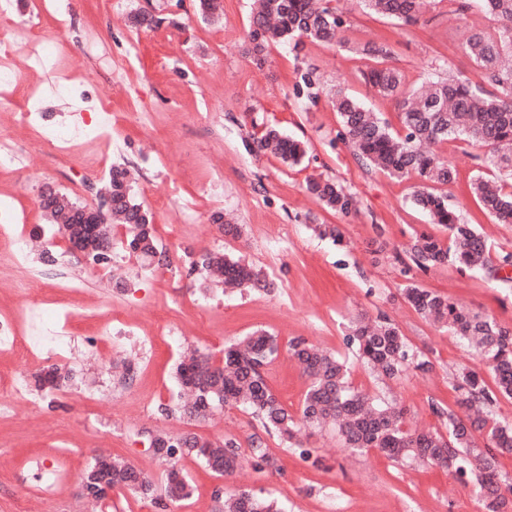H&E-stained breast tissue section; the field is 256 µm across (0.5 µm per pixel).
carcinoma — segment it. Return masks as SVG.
<instances>
[{
    "instance_id": "1",
    "label": "carcinoma",
    "mask_w": 512,
    "mask_h": 512,
    "mask_svg": "<svg viewBox=\"0 0 512 512\" xmlns=\"http://www.w3.org/2000/svg\"><path fill=\"white\" fill-rule=\"evenodd\" d=\"M368 15H379L415 24L430 6V0H357ZM454 12L464 14L475 6L489 14L494 24L469 35L463 44L465 54L480 71L475 83L460 74L428 77L418 89L401 95L402 74L385 64L391 56L388 43H368L362 52L378 65L364 73V79L379 94L402 96L399 100L401 129L367 109L357 98L340 91L332 99L339 117V137L352 149L355 158L391 177H415L420 189L414 204L435 224L445 226L449 242L421 234L408 248L411 265L428 271L452 260L462 268L480 272L492 269L490 247L485 237L465 223L448 205L445 196L434 193V186L457 182V170L439 154L442 144L463 140L483 149L482 163L495 174L492 179L479 175L468 185L469 192L498 224H512V0H448ZM343 13L335 0H256L250 16L249 48L253 62H265L270 46L286 43L299 52L307 40L333 43L343 30ZM296 93L311 102L319 98L320 78L308 67L300 74ZM251 150L273 154L294 166L307 154L305 144L266 127L251 135ZM106 190L112 196V220L127 230L130 253L150 265L171 266L169 256L159 250L153 216L138 202L129 183L128 170L114 166ZM306 191L325 208L347 215L354 201L335 181L321 176L306 182ZM41 208L55 224H65L71 235L82 241L112 247L111 230L84 224L85 206L66 194L49 189L42 194ZM191 269L205 271L212 280L238 288L268 291L272 280L228 255L202 253L191 262ZM401 294L417 313L448 329L473 348L493 376L488 386L475 372L457 379L456 408L433 410L446 415V432L407 426V409L381 401L353 389L349 383L351 367L304 338L288 343V353L301 367L310 383L300 415L288 412L274 394L265 368L279 355L277 339L257 329L242 340L224 348L219 362L211 354L194 350L177 367L176 378L187 399L180 404L181 414L190 420H205L226 405L240 406L260 419L266 433L284 443L301 446L302 428H329L345 448L354 451L375 449L401 464L445 467L464 485L475 486L484 512H512V498L499 483V457L512 454V425L498 422L493 407L499 398H512V331L490 316H482L445 295L425 290L410 281ZM348 344L355 347L359 360L373 372L394 378L409 368L427 371L430 361L413 350L399 326L383 319L359 320L350 328ZM61 379L55 365L38 375L39 387L53 390ZM159 448H178V457L203 461L218 476L235 470L240 463L238 442L204 440L193 433L178 436L158 434ZM211 449L205 455L202 449ZM178 471L167 473L165 491L172 501L191 495L186 479ZM110 481L133 494L154 495L152 481L135 466L112 461ZM222 512H282L274 500L242 491L224 497Z\"/></svg>"
}]
</instances>
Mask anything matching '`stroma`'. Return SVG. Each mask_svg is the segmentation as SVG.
Here are the masks:
<instances>
[{
	"label": "stroma",
	"mask_w": 512,
	"mask_h": 512,
	"mask_svg": "<svg viewBox=\"0 0 512 512\" xmlns=\"http://www.w3.org/2000/svg\"><path fill=\"white\" fill-rule=\"evenodd\" d=\"M340 5L348 46L309 41L297 56L276 47L259 68L245 53L252 0H223L216 20L203 19L196 0H74L73 11L112 44L108 75L93 60L67 55L91 107L111 111V140H77L70 152H49L38 141L39 131L77 121V105L42 95L30 107L29 127L20 130L16 120L28 107L20 100L0 104V127L17 130L23 140L21 164L0 172V199L10 202L22 239L45 228L41 251L30 254L46 271L43 309L74 338L72 351L58 361L66 377L52 396L36 389L27 397L0 391V407L6 409L0 414V512H71L81 499L86 469L102 452L143 471L159 488L174 467L193 486L191 497L176 503L161 491L151 499L117 492L102 512H218L221 497L243 490L276 499L283 512H483L473 487L445 469L401 465L373 450L353 452L327 432L303 436L301 448H290L239 407L200 422L178 410L175 370L187 351L219 356L225 345L262 328L281 345L265 372L290 412H299L308 381L286 345L303 337L350 361L355 388L400 403L418 426L440 431L444 425L431 404L454 405L462 370L485 379L490 373L455 336L402 299L407 279L512 329V266L502 279L452 262L404 276L410 240L422 232L444 239L448 231L415 206L416 179H393L357 163L338 139L339 121L330 105L340 89L398 126L395 101L363 81L373 61L360 46L390 41L395 53L388 63L408 89L433 72L462 71L476 82L479 73L462 44L473 31L488 28L491 16L474 8L452 23L448 0H435L417 24L403 25L366 15L352 0ZM137 12L154 16L156 26H132L129 17ZM309 64L321 81L314 105L294 91ZM267 125L307 142L301 165L247 148L249 134ZM439 152L459 173L458 182L440 187V194L488 238L494 259L512 254V224L494 223L468 191L470 179L484 170L475 149L451 141ZM104 154L129 163L136 173L133 191L151 210L159 245L172 259L166 272L143 265L121 246L104 270L75 258L66 269L52 261L67 243L50 231L41 193L49 186L80 204L96 205L85 182V161ZM318 175L352 194L355 211L344 216L312 199L305 182ZM216 213L241 225L242 237L220 234L212 222ZM316 224L340 226L343 245L319 238L312 230ZM204 252L244 257L276 286L257 292L214 285L190 269ZM24 279L11 257L0 254V315L28 308ZM119 279L124 287H116ZM365 314L397 324L429 357L430 371L385 379L357 362L346 334ZM143 336L153 337V345L141 346ZM129 353L134 367L126 379L114 364ZM161 432L234 438L242 465L218 477L198 460L158 456L150 445ZM255 436L262 437L274 466L252 459Z\"/></svg>",
	"instance_id": "1"
}]
</instances>
